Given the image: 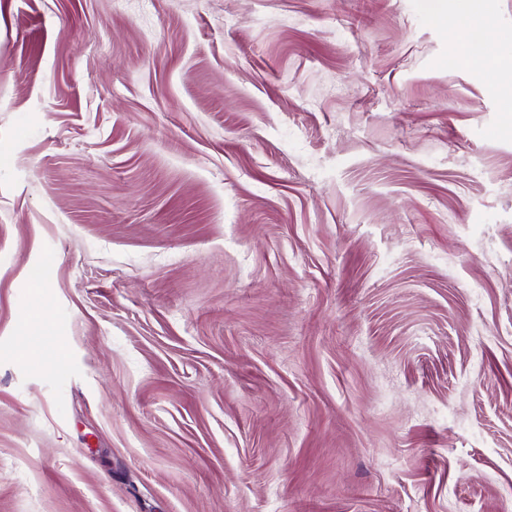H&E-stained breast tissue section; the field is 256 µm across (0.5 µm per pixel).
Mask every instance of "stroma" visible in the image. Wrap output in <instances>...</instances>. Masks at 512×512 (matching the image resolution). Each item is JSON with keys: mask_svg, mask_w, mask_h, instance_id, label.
<instances>
[{"mask_svg": "<svg viewBox=\"0 0 512 512\" xmlns=\"http://www.w3.org/2000/svg\"><path fill=\"white\" fill-rule=\"evenodd\" d=\"M455 27L0 0V512H512V43Z\"/></svg>", "mask_w": 512, "mask_h": 512, "instance_id": "obj_1", "label": "stroma"}]
</instances>
